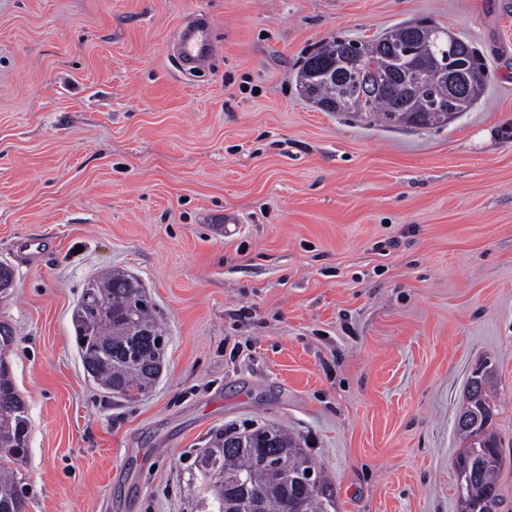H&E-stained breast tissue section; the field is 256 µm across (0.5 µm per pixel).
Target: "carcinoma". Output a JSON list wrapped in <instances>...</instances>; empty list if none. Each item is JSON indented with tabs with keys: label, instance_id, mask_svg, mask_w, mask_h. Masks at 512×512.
<instances>
[{
	"label": "carcinoma",
	"instance_id": "carcinoma-1",
	"mask_svg": "<svg viewBox=\"0 0 512 512\" xmlns=\"http://www.w3.org/2000/svg\"><path fill=\"white\" fill-rule=\"evenodd\" d=\"M355 40L336 38L315 48L298 71L305 98L326 112H368L386 125L434 126L460 116L488 87L487 64L466 38L450 47L437 26L405 23L376 42V68L352 63ZM428 54L456 77L465 96L413 76L412 64ZM14 273L0 263V299L12 292ZM75 342L85 372L113 398L136 402L148 394L165 364L167 339L140 279L107 270L86 282L72 313ZM15 330L0 321V460L13 463L28 447V405L5 359ZM495 366L484 361L464 390V411L455 420L462 448L454 460L458 512H500L499 475L504 465L495 428ZM314 470L312 482L299 477ZM195 512H338L336 490L298 438L277 424L239 432L224 430L194 460L188 477ZM26 489L12 468L0 464V512H24Z\"/></svg>",
	"mask_w": 512,
	"mask_h": 512
}]
</instances>
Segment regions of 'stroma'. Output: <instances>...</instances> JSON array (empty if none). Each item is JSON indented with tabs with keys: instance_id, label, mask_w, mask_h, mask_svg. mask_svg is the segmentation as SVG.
Returning a JSON list of instances; mask_svg holds the SVG:
<instances>
[{
	"instance_id": "obj_1",
	"label": "stroma",
	"mask_w": 512,
	"mask_h": 512,
	"mask_svg": "<svg viewBox=\"0 0 512 512\" xmlns=\"http://www.w3.org/2000/svg\"><path fill=\"white\" fill-rule=\"evenodd\" d=\"M193 15L220 52L185 76ZM418 19L483 52L469 112L387 127L301 96L320 42ZM0 262L25 512H193L196 453L267 423L309 443L339 512H457L485 359L512 512V0H0ZM110 267L167 328L134 403L87 377L71 322Z\"/></svg>"
}]
</instances>
